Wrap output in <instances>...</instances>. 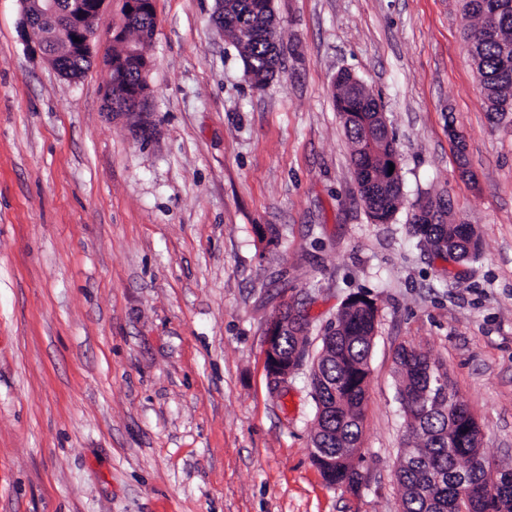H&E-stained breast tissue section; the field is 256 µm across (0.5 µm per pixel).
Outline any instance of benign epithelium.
Wrapping results in <instances>:
<instances>
[{
	"instance_id": "obj_1",
	"label": "benign epithelium",
	"mask_w": 512,
	"mask_h": 512,
	"mask_svg": "<svg viewBox=\"0 0 512 512\" xmlns=\"http://www.w3.org/2000/svg\"><path fill=\"white\" fill-rule=\"evenodd\" d=\"M36 2L35 10L23 9V25L31 30L35 21L43 17H60L54 23L52 32L37 43L41 55L53 67L61 72L65 66L78 61L92 53L95 37V22L109 0H66L65 8H60L59 0H22L23 3ZM129 19H134L153 11V0H122ZM79 41H74V38ZM124 108H129L128 115L140 117L146 113L147 102L140 95L131 98H118ZM288 329V323L275 317L270 322L265 342V367L270 381L281 384L299 370L307 356V345L297 348L291 359L280 357L278 350L279 336Z\"/></svg>"
}]
</instances>
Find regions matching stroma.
<instances>
[{"label":"stroma","mask_w":512,"mask_h":512,"mask_svg":"<svg viewBox=\"0 0 512 512\" xmlns=\"http://www.w3.org/2000/svg\"><path fill=\"white\" fill-rule=\"evenodd\" d=\"M121 6L69 81L0 0V512H401L402 344L447 366L512 465V126L489 118L460 0H273L282 69L261 91L215 0H154L140 130L106 109ZM343 70L395 139L385 224L352 174ZM441 194L478 262L415 236ZM354 295L378 316L352 491L311 461L309 367L272 390L264 342L288 303L317 355Z\"/></svg>","instance_id":"obj_1"}]
</instances>
